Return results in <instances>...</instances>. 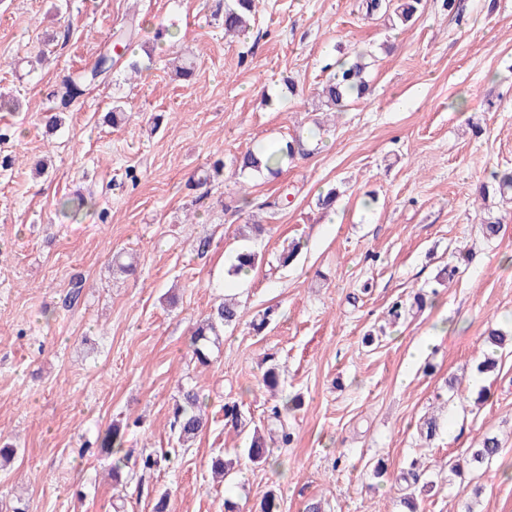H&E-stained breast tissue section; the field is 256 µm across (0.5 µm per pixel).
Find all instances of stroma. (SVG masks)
Returning a JSON list of instances; mask_svg holds the SVG:
<instances>
[{
	"label": "stroma",
	"mask_w": 512,
	"mask_h": 512,
	"mask_svg": "<svg viewBox=\"0 0 512 512\" xmlns=\"http://www.w3.org/2000/svg\"><path fill=\"white\" fill-rule=\"evenodd\" d=\"M361 0H260L247 38L225 35L212 0H0V148L18 158L0 175V435L18 454L0 470V512H252L274 491L281 512H403L399 470L417 462L432 491L418 512H512V352L480 375L489 329L512 334V202L494 173L512 169V0H423L408 26L367 17ZM127 54L145 63L126 79L116 65L62 127L46 134L49 93L110 46L128 20ZM172 39L159 41V27ZM56 47L37 55L48 37ZM364 52L368 94L334 115L316 93L338 62ZM191 61L190 80L170 58ZM128 119L103 122L114 100ZM163 115L153 128L154 115ZM319 129L313 154L277 177L225 167L197 198L185 182L215 159ZM339 190L336 210L319 192ZM88 204L58 216L63 198ZM502 218L500 238L479 232ZM265 225L252 238L250 223ZM210 247L199 254V240ZM298 261L270 272L291 241ZM243 249L262 261L249 280L226 271ZM137 271L113 273L112 256ZM454 279L436 287L445 264ZM235 288L242 318L225 329L208 367L189 336L211 305ZM430 302L396 324L387 309L415 292ZM281 317L263 333L250 322L268 306ZM379 334L365 345L367 331ZM434 342L422 354L423 337ZM281 369L292 441L273 464L246 465L213 482L210 458H232L225 401L265 422L264 357ZM457 376L448 392L445 381ZM207 403L205 431L169 462L114 485L98 438L125 429L123 455L169 448L181 388ZM438 433L424 443L422 416ZM498 435L499 457L474 472L468 495L448 457ZM387 469L373 475L376 463Z\"/></svg>",
	"instance_id": "stroma-1"
}]
</instances>
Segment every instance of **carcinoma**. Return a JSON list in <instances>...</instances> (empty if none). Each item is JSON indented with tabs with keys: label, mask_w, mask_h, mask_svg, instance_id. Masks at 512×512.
<instances>
[{
	"label": "carcinoma",
	"mask_w": 512,
	"mask_h": 512,
	"mask_svg": "<svg viewBox=\"0 0 512 512\" xmlns=\"http://www.w3.org/2000/svg\"><path fill=\"white\" fill-rule=\"evenodd\" d=\"M216 13L223 14L224 34L247 36L251 29V21L254 20L257 3L259 0H217ZM422 0H361V7L366 16L393 14L398 23L405 25L410 22L417 13ZM116 61L108 50L99 53L93 65L75 74L63 77L59 87L51 94L54 109L57 113L49 115L46 125L54 131L62 123L59 116L61 112H67L78 102L88 90L100 82L107 80ZM367 68L366 55L358 54L351 61H344L338 70L330 76L322 89L324 106L330 110L341 108L345 103L356 96L362 97L367 91V84L363 78ZM310 150L306 148V140L302 137L294 138L283 145L258 146L233 160V165L242 173L251 171H267V175L276 177L283 168L291 164L296 157L306 156ZM224 173V162L215 161L207 169L197 176L189 179L194 187L206 185ZM497 190L500 196L506 200H512V173L504 171L495 175ZM302 244L294 241L283 248L277 258L278 266L288 267L299 255ZM259 255L253 251H241L236 254L235 262L230 272L237 274L244 270H252L258 263ZM278 312L273 306L267 307L257 313L252 322L255 332L261 333L277 319ZM240 319V304L237 301L224 300L210 308L204 320L200 321L190 336V346L196 361L206 366L210 362L212 346L219 343L224 327L230 326ZM487 340L492 346V352L477 365L480 373H486L496 368L498 350L506 345H512V336H507L499 330L492 329L488 332ZM261 384L271 394L276 396L281 385L279 365L274 359L266 360ZM204 400L200 393L194 389H186L182 392L181 400L174 404L173 421L171 431L179 447H185L203 432L207 425L203 411ZM301 405V399H286L280 403L275 402L269 409L267 416V428L253 430L249 447L246 448L247 458L254 464L268 463L272 457V449L288 445L291 433L284 422V414L288 409ZM224 426L234 430H242L247 426L245 415L241 406L236 401H228L224 404ZM124 433L120 426L112 425L100 442L101 452L114 456L112 462V479L121 483L129 478V474L123 472L127 458L118 456ZM501 449V443L497 436L486 435L481 440L479 447L471 449L467 459L451 463V472L458 476L464 470L476 469L481 465L496 458ZM238 462L226 460L221 456L211 459V471L217 478H224L235 472ZM421 475L414 467H409L400 472L396 480L406 484L408 494L404 497L403 504L409 512H417V494L431 488L427 483H420Z\"/></svg>",
	"instance_id": "1"
}]
</instances>
